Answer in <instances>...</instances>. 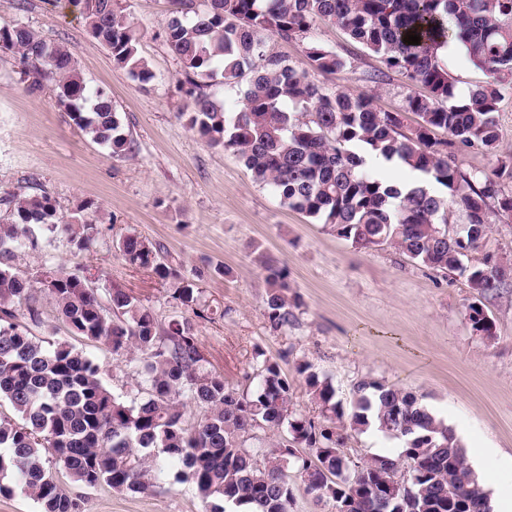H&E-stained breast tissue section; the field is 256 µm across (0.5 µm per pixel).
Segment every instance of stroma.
Masks as SVG:
<instances>
[{
    "instance_id": "obj_1",
    "label": "stroma",
    "mask_w": 512,
    "mask_h": 512,
    "mask_svg": "<svg viewBox=\"0 0 512 512\" xmlns=\"http://www.w3.org/2000/svg\"><path fill=\"white\" fill-rule=\"evenodd\" d=\"M123 3L139 32V54L155 75L147 85L113 63L64 0H0V26L21 19L46 41L67 46L89 85L111 97L134 146L133 156H111L56 105L50 86L30 89L19 78L18 59L0 56V196L44 191L66 216L89 205L99 229L83 251L65 236L42 232L21 269L33 277L46 267L88 268L97 288L127 289L164 324L182 313L168 285L126 264L114 248L122 235L137 233L163 246L184 275L203 271L199 288L207 316L194 319V332L228 387L247 388L246 375L260 351L279 364L293 385L295 409L306 415L319 410L297 370L303 361L345 402L363 379L403 388L448 421L467 455L483 454V473L512 488V288L485 299L496 335L485 340L467 320L473 290L464 277L421 267L391 248H356L329 226L281 205L231 152L208 145L179 119L180 68L155 37L168 16V0ZM311 40L347 62L342 73L319 76L325 88L371 94L386 111L401 107L404 81L386 72L378 55L331 23L317 24ZM496 118V154L466 153L459 158L464 170L488 171L512 155V84L502 88ZM260 251L288 268L289 294L300 302L288 329L273 330L265 316ZM217 263L228 275L207 274V266ZM34 298L37 321L26 309L18 311L33 335L71 340L99 363L111 391H137L136 362L71 336L54 301L41 292ZM58 479L78 496L81 512H205L189 482L164 481L142 494L105 485L87 489L63 472Z\"/></svg>"
}]
</instances>
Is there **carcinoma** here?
I'll return each mask as SVG.
<instances>
[{"label":"carcinoma","instance_id":"1","mask_svg":"<svg viewBox=\"0 0 512 512\" xmlns=\"http://www.w3.org/2000/svg\"><path fill=\"white\" fill-rule=\"evenodd\" d=\"M172 0V16L158 32L181 65L186 98L178 117L211 146L232 152L253 178L269 186L288 209L325 224L361 248L392 247L436 271L466 276L475 301L466 316L474 332L495 339V324L482 299L512 285V262L489 257L466 264L490 231L497 207L512 213V194L500 179L504 162L490 173L466 171L459 156L492 152L500 140L494 113L501 88L512 80V0ZM87 30L107 47L113 62L147 83L154 78L138 55V32L120 0H67ZM320 22L339 26L354 42L379 55L403 76L410 92L395 112L378 108L373 96L349 88L329 92L311 76L346 67L335 51L309 41L310 70L267 51L268 40L307 38ZM417 34L410 45L406 35ZM452 42L465 59L489 74L459 102L454 79L440 51ZM0 52L20 57V79L33 88L47 81L56 103L74 124L111 155L133 147L112 98L93 90L62 44L46 42L29 23L0 26ZM241 88L240 107L227 110L220 88ZM415 124L405 128L403 116ZM446 137H437V132ZM397 160L423 174L402 190L383 178L366 156ZM0 206V401L13 416H0V494L11 476L41 512H79L77 498L58 483L50 464L93 488L148 493L164 480L191 482L205 512H290L294 490L288 470L331 512H370L396 499L399 512H490L489 492L470 467L455 431L415 394L379 381L354 385L344 412L332 384L300 362L318 417L297 413L292 385L279 365L261 357L254 386L238 392L224 375L205 367L187 317L161 327L153 312L121 288L98 289L80 272L47 268L40 291L56 303L76 336L140 362L142 382L134 395L111 392L101 369L67 341L49 346L17 322L30 304L33 281L15 261L37 243L36 230L68 237L83 250L98 233L88 215L65 217L48 193L17 192ZM462 212V222L453 212ZM131 267L145 268L172 285L177 306L198 318L195 278L184 276L163 248L131 232L115 244ZM258 262L266 288L270 327L297 320L288 302V270L264 253ZM200 417L189 425L186 409ZM286 430L287 437L262 442L256 430ZM375 429L400 443L398 458L354 457L345 451L347 430Z\"/></svg>","mask_w":512,"mask_h":512}]
</instances>
